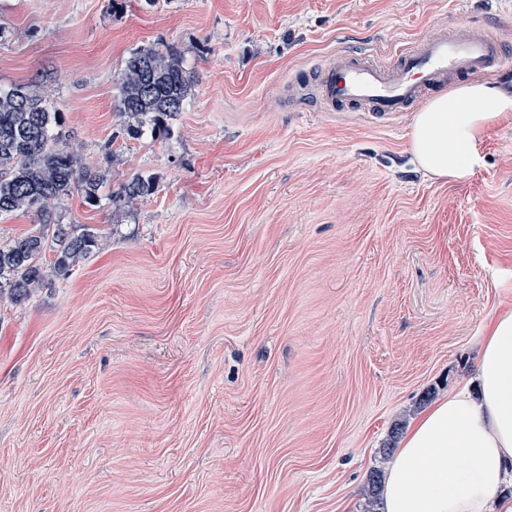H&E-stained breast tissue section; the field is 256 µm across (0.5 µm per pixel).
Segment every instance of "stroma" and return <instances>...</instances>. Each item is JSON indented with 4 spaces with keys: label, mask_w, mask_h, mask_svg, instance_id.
I'll use <instances>...</instances> for the list:
<instances>
[{
    "label": "stroma",
    "mask_w": 512,
    "mask_h": 512,
    "mask_svg": "<svg viewBox=\"0 0 512 512\" xmlns=\"http://www.w3.org/2000/svg\"><path fill=\"white\" fill-rule=\"evenodd\" d=\"M0 0V84L51 87L70 144L114 157L68 224L101 246L0 302V512H366L372 470L427 389L473 386L512 310V116L463 181L409 147L410 115L324 112L339 49L489 28L512 0ZM173 46L194 98L120 138L132 49ZM138 173L159 190L111 195Z\"/></svg>",
    "instance_id": "obj_1"
}]
</instances>
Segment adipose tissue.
<instances>
[{"mask_svg":"<svg viewBox=\"0 0 512 512\" xmlns=\"http://www.w3.org/2000/svg\"><path fill=\"white\" fill-rule=\"evenodd\" d=\"M512 113V96L481 79L438 95L411 121L416 161L437 178H468L481 131ZM512 484V311L479 341L475 392L452 391L411 424L386 469L382 512H501Z\"/></svg>","mask_w":512,"mask_h":512,"instance_id":"ef3b65f1","label":"adipose tissue"}]
</instances>
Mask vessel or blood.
Listing matches in <instances>:
<instances>
[{"mask_svg":"<svg viewBox=\"0 0 512 512\" xmlns=\"http://www.w3.org/2000/svg\"><path fill=\"white\" fill-rule=\"evenodd\" d=\"M512 71L501 37L475 26L429 31L386 61L341 51L327 60L319 80L326 112H366L389 119L422 104L459 77L492 78Z\"/></svg>","mask_w":512,"mask_h":512,"instance_id":"b4317fda","label":"vessel or blood"}]
</instances>
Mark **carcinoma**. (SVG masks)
Masks as SVG:
<instances>
[{
    "instance_id": "carcinoma-1",
    "label": "carcinoma",
    "mask_w": 512,
    "mask_h": 512,
    "mask_svg": "<svg viewBox=\"0 0 512 512\" xmlns=\"http://www.w3.org/2000/svg\"><path fill=\"white\" fill-rule=\"evenodd\" d=\"M194 72L171 48L147 45L133 50L118 79L115 109L120 134L130 139H166L186 109ZM61 109L50 92L25 84L0 85V215L33 211L38 228L0 245V300L23 303L99 249L100 236L86 224H63L55 205L77 195L96 206L106 179L100 164L87 161L65 142ZM156 177L137 174L112 194L115 205L131 206L154 194ZM52 252L46 260V252ZM382 473L370 472L366 496L376 505Z\"/></svg>"
}]
</instances>
